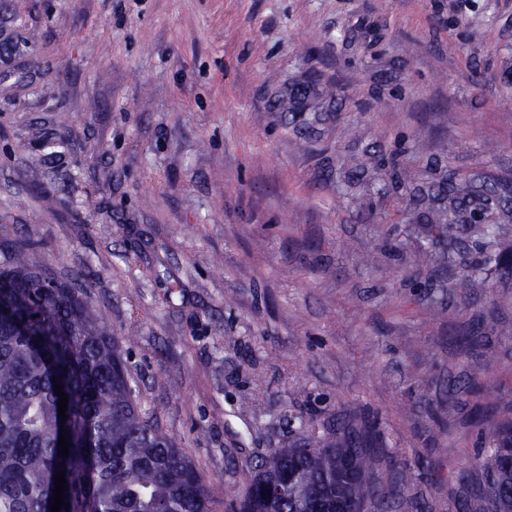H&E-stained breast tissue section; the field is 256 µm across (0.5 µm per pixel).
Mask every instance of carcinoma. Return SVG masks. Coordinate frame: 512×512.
<instances>
[{"label": "carcinoma", "mask_w": 512, "mask_h": 512, "mask_svg": "<svg viewBox=\"0 0 512 512\" xmlns=\"http://www.w3.org/2000/svg\"><path fill=\"white\" fill-rule=\"evenodd\" d=\"M405 194L409 187L401 185ZM412 195V194H410ZM411 204L425 210L426 237L453 244L473 212L498 214L474 224L486 256L462 268L486 281L512 246L493 248L497 227L512 223V201L477 178L450 174L424 186ZM432 271L451 267V250H424ZM92 313L85 291L45 275L25 253L0 263V512H51L56 473L67 490L59 512H211L210 491L192 460L143 417L129 386L121 343ZM57 377L68 396L59 418ZM69 455L58 452L59 430ZM356 463V481L344 462ZM512 421L494 431L481 479L480 505L468 512H512ZM341 489L351 499L383 497L359 442L327 433L315 442L275 449L258 461L237 493V512H322ZM70 508H65V505Z\"/></svg>", "instance_id": "cac0c4a2"}]
</instances>
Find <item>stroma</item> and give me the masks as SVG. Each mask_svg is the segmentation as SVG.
Instances as JSON below:
<instances>
[{
    "mask_svg": "<svg viewBox=\"0 0 512 512\" xmlns=\"http://www.w3.org/2000/svg\"><path fill=\"white\" fill-rule=\"evenodd\" d=\"M4 71L0 251L87 289L212 512L331 430L391 492L364 512H461L512 282L462 276L469 230L422 265L395 184L512 183V0H0Z\"/></svg>",
    "mask_w": 512,
    "mask_h": 512,
    "instance_id": "obj_1",
    "label": "stroma"
}]
</instances>
